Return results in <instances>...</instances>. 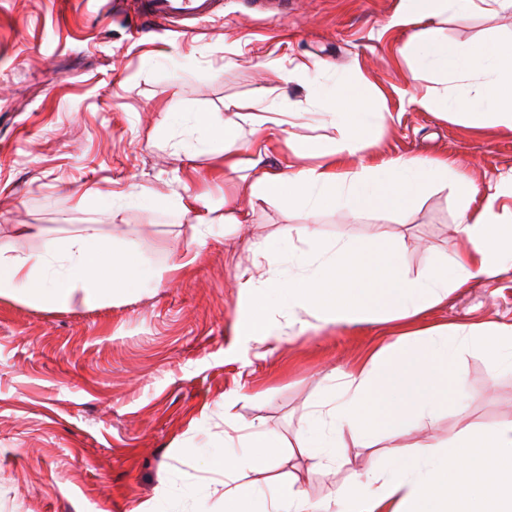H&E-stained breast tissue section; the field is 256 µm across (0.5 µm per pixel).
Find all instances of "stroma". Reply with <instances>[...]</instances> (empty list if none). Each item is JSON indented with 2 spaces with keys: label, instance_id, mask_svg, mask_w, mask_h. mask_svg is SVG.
Instances as JSON below:
<instances>
[{
  "label": "stroma",
  "instance_id": "1",
  "mask_svg": "<svg viewBox=\"0 0 512 512\" xmlns=\"http://www.w3.org/2000/svg\"><path fill=\"white\" fill-rule=\"evenodd\" d=\"M106 2L0 0V246L38 253L95 224L133 244L146 266L171 265L176 252L194 262L168 282L140 276L131 295L94 309L77 297L52 309L0 297V512H138L147 502L210 512L202 451L223 444L225 415L295 441L331 378L398 335V322L357 321L245 348L236 309L251 242L289 225L326 241L367 243L383 230L413 277L435 254L466 247L451 185L391 216L234 197L235 183L260 171L225 174L223 143L201 144L195 115L260 114L288 101L299 116L269 143L272 167L289 147L341 138L322 99L358 74L390 111L368 132L366 155L447 158L482 185L512 175V129L476 130L412 104L426 88L452 93L459 82L410 79L402 49L413 29L395 23L401 0H284L278 16L224 0L223 17L181 26L140 24L139 0H121L102 23ZM431 29L451 47L508 44L512 13H450ZM300 62L308 71L286 81ZM189 193L233 196L251 219L199 237L194 212L175 205ZM485 321L512 323L511 267L417 319ZM491 367L485 352L462 350L456 405L401 445L420 458L463 428L512 420V372ZM349 454L351 467L305 477L329 512L338 490L388 465L372 448Z\"/></svg>",
  "mask_w": 512,
  "mask_h": 512
}]
</instances>
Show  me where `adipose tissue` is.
I'll return each mask as SVG.
<instances>
[{
  "instance_id": "adipose-tissue-1",
  "label": "adipose tissue",
  "mask_w": 512,
  "mask_h": 512,
  "mask_svg": "<svg viewBox=\"0 0 512 512\" xmlns=\"http://www.w3.org/2000/svg\"><path fill=\"white\" fill-rule=\"evenodd\" d=\"M476 7L477 0H402L397 22L402 26L433 22L448 12L466 13ZM405 49L415 70H436L476 81L480 87L475 97L463 90L451 98L429 92L419 98L420 107L438 115L466 117L476 128H512V45L488 41L449 47L416 32ZM367 96L359 78L337 85L324 97L323 106L332 123L345 126L341 139L294 151L288 162L275 169L265 167L264 150L246 160L233 150L238 140L257 136L262 126L277 128L275 116L240 114L219 122L202 116L197 124L207 137L223 140L226 170L261 169L258 179L238 185L239 193L253 200L273 197L290 208L402 214L433 187L450 182L461 185L463 220L458 230L470 247L438 258L436 274L412 277L400 267L397 244L388 240L375 247L350 239L321 243L308 227H285L281 236L303 273L287 279L268 276L262 261L269 258L271 246L265 239L255 243L260 260L244 272L246 298L237 321L245 343L262 344L280 335L282 328L274 316L278 310L287 311L292 324L302 313L325 324L407 320L442 304L450 292L471 281L495 279L512 263V179L485 188L445 160L367 158L366 143L353 130L368 129L386 119L385 112L363 109ZM347 258L365 268L383 262L385 274L377 280L355 279L346 304L326 306L316 298L315 287ZM141 269L134 249L117 245L95 225L87 224L75 235L48 240L38 254L0 247V297H20L54 308L77 295L83 305L95 307L131 293ZM470 344L489 348L495 369L512 370V324L486 322L401 332L395 342L344 374L327 396L311 405L297 448L304 470L349 466L345 443L374 448L384 437L398 438L415 430L419 420L436 421L449 404V389L463 386L461 379H449L448 369ZM366 403L374 406L379 428L353 420V410ZM224 424L236 437L224 447L207 451L219 475L212 483L213 512H318V504L303 490H290L272 476L280 441L252 423L228 418ZM385 456L391 469H368L363 479L337 494L336 512H435L424 487L447 470V451H437L423 464L403 456L396 445Z\"/></svg>"
}]
</instances>
